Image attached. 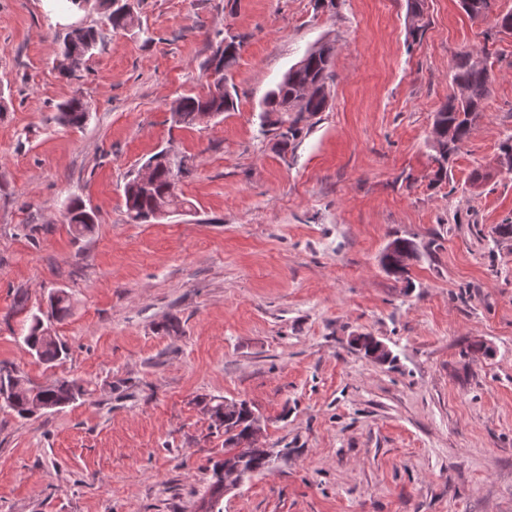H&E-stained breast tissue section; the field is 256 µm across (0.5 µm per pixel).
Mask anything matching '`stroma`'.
<instances>
[{"instance_id": "35a3bbf8", "label": "stroma", "mask_w": 512, "mask_h": 512, "mask_svg": "<svg viewBox=\"0 0 512 512\" xmlns=\"http://www.w3.org/2000/svg\"><path fill=\"white\" fill-rule=\"evenodd\" d=\"M127 2L139 24L115 30L99 0H0V368L84 390L28 419L0 404V512H207L224 400L284 455L223 512H512V236L496 231L512 172L493 169L512 136V34L494 30L512 0L480 19L421 0L415 36L408 0ZM74 26L99 41L68 78L53 60ZM228 35L235 109L175 123ZM324 42L328 105L277 152L263 100ZM469 51L490 91L438 181L433 118ZM75 95L78 128L57 121ZM164 149L186 160L184 204L131 223L129 175ZM74 198L97 217L80 239L62 221ZM398 237L418 247L403 279L381 265ZM35 314L67 348L53 363L23 343Z\"/></svg>"}]
</instances>
